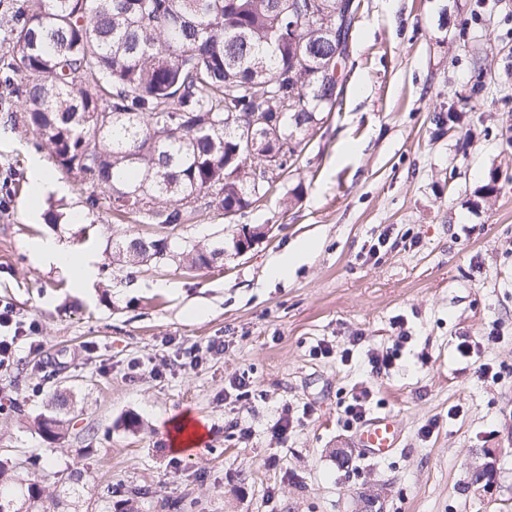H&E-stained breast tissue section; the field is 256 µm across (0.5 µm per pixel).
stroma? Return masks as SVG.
Wrapping results in <instances>:
<instances>
[{
  "mask_svg": "<svg viewBox=\"0 0 512 512\" xmlns=\"http://www.w3.org/2000/svg\"><path fill=\"white\" fill-rule=\"evenodd\" d=\"M347 70L342 112L324 114L272 193L236 222L206 209L171 230L176 251L225 243L191 275L174 258L131 275L113 264V241L156 228L104 206L73 222L88 212L74 177L32 199V156L53 159L19 108L0 107V301L40 342L0 371V403L18 402L0 412V458L36 484L39 512H512V0H361ZM241 224L267 228L243 255ZM46 236L95 256L91 289L31 261L27 242ZM304 237L315 254L269 281L267 260ZM400 335L395 366L371 374L370 354ZM218 338L224 355L185 366ZM484 363L494 378L478 377ZM244 372L250 396H225ZM364 388L403 426L385 462L364 458L343 417ZM174 411L210 422L201 450L172 451ZM55 414L69 429L51 442L34 420ZM485 448L501 452L497 480L464 492Z\"/></svg>",
  "mask_w": 512,
  "mask_h": 512,
  "instance_id": "1",
  "label": "stroma"
}]
</instances>
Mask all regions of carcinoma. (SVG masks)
<instances>
[{
	"instance_id": "cac0c4a2",
	"label": "carcinoma",
	"mask_w": 512,
	"mask_h": 512,
	"mask_svg": "<svg viewBox=\"0 0 512 512\" xmlns=\"http://www.w3.org/2000/svg\"><path fill=\"white\" fill-rule=\"evenodd\" d=\"M345 2L8 0L0 81L58 168L83 184L88 206L104 195L118 216L174 229L198 217L185 199L208 196L224 211L265 197L275 180L256 182L253 167L275 152L283 174L320 114L336 110L324 68L346 65L336 57L354 22ZM253 123L280 127V139L249 137ZM112 250L132 270L171 247L164 236H129ZM223 255L222 245L197 243L179 262L197 270ZM65 425L37 420L49 439ZM14 493L0 463V512H35L36 488L22 493L24 511Z\"/></svg>"
}]
</instances>
